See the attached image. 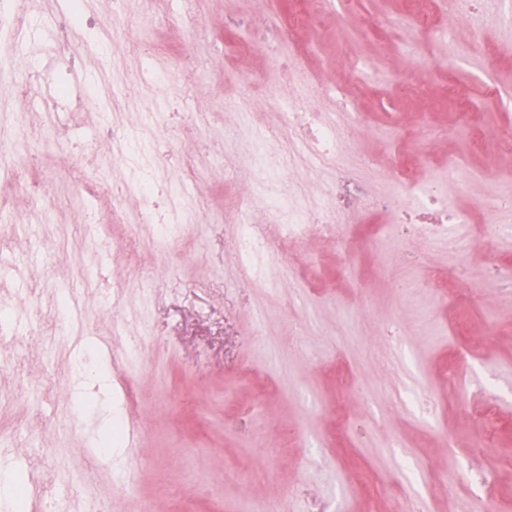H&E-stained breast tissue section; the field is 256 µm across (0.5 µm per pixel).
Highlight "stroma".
<instances>
[{
  "instance_id": "35a3bbf8",
  "label": "stroma",
  "mask_w": 512,
  "mask_h": 512,
  "mask_svg": "<svg viewBox=\"0 0 512 512\" xmlns=\"http://www.w3.org/2000/svg\"><path fill=\"white\" fill-rule=\"evenodd\" d=\"M348 8L349 25L337 26ZM296 0H82L94 36L73 29L85 86L116 131L140 139L163 194L181 197L183 220L168 243L142 198L127 192L134 160L100 131L98 111L69 110L59 123L11 78L0 79V141L23 134L13 174L0 175V210L33 231L27 249L0 238V256L26 261L24 283L0 279V307L19 292L33 296L31 324L0 333V434L31 448L37 466L23 484H37L56 512H247L292 494L295 512H391L394 496L428 502V512H474L466 469L491 474L498 512H512V296L487 268L500 258L512 270V211L485 202L512 197V175L497 172L492 148L465 155V140H425L423 126H447L456 104L445 91L412 99L398 90L413 69L417 35L400 25L378 42L372 19L399 10L398 0H324L308 21V45L277 37ZM430 44L446 59L458 52L452 80L478 104L484 125L512 133V56L493 45L512 31L483 17L491 45L469 51L470 24L445 13ZM358 66L370 87L355 127L336 107V76ZM318 113L344 148L316 154L312 130L297 119ZM155 113V122L144 120ZM425 144L417 179L443 181L441 210H475L484 247L459 262L447 236L435 237L425 265L409 262L410 245L392 250L369 228L395 224L388 210L342 205L340 171H349L365 200L389 196L380 174L402 134ZM464 154L459 179L448 157ZM34 188L50 215L35 219L26 194ZM283 201V210L271 208ZM357 226L346 247L325 238L316 216ZM107 227L106 257L89 220ZM240 224L262 225L275 252L257 261L251 281L234 244ZM308 227L288 240L289 225ZM456 270L477 284L490 306L468 310L466 335H449L455 303L428 286V271ZM409 282L399 298L395 285ZM68 288L83 309L81 339L66 334L59 305ZM140 317L129 328V313ZM141 347L135 364L126 351ZM476 339L466 360L468 388L453 377L449 345ZM108 349L109 368L131 397L127 413L141 433L127 449L120 489L115 468L91 446L100 403L74 389L76 362ZM497 403L496 445L481 447L478 416ZM235 463L239 479L224 478ZM80 482L66 494L58 468ZM455 476L452 496L435 494L437 477Z\"/></svg>"
}]
</instances>
